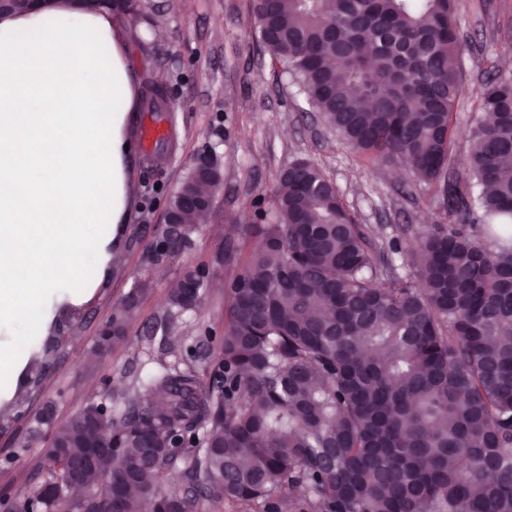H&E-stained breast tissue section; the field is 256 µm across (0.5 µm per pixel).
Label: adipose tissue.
Instances as JSON below:
<instances>
[{"mask_svg":"<svg viewBox=\"0 0 512 512\" xmlns=\"http://www.w3.org/2000/svg\"><path fill=\"white\" fill-rule=\"evenodd\" d=\"M128 33L106 8L55 0L0 14V383L24 389L19 348L107 281L129 220Z\"/></svg>","mask_w":512,"mask_h":512,"instance_id":"ef3b65f1","label":"adipose tissue"}]
</instances>
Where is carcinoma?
I'll return each mask as SVG.
<instances>
[{
    "label": "carcinoma",
    "mask_w": 512,
    "mask_h": 512,
    "mask_svg": "<svg viewBox=\"0 0 512 512\" xmlns=\"http://www.w3.org/2000/svg\"><path fill=\"white\" fill-rule=\"evenodd\" d=\"M456 0H253L263 52L287 67L309 106L359 160L399 162L442 196L409 253L414 273L376 258L321 167L298 158L278 176L276 222L228 282L224 340L203 382L152 376L116 422L90 404L53 422L48 477L16 512H54L63 464L106 449L85 482L112 475L66 512H192L165 488L183 476L208 498L279 512H512V76L494 71L473 120L465 177H451L461 88ZM143 111L168 91L145 85ZM169 206L174 235L157 263L189 247L209 210ZM141 289L104 323L98 352L123 343Z\"/></svg>",
    "instance_id": "1"
}]
</instances>
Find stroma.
Listing matches in <instances>:
<instances>
[{"instance_id":"obj_1","label":"stroma","mask_w":512,"mask_h":512,"mask_svg":"<svg viewBox=\"0 0 512 512\" xmlns=\"http://www.w3.org/2000/svg\"><path fill=\"white\" fill-rule=\"evenodd\" d=\"M252 0H140L126 29L137 32L132 60L137 78L151 77L169 91L162 119L168 139L145 149L136 145L130 178V219L121 241L123 259L94 299L69 320V338L57 364L36 387H25L15 411L0 417V503L31 493L47 476L40 469L52 431L40 422L45 404L63 421L91 403H105L114 417L141 396L148 377L164 368L206 373L224 334L225 280L240 269L227 258L224 241L273 215L279 172L307 157L333 183L372 241L399 238L412 246L425 225L443 222L434 191L419 186L396 164L358 161L336 131L292 86L281 64L258 45ZM463 36L462 92L454 108L452 155L464 172L468 135L490 66L512 58V0H457ZM165 33L150 39L152 30ZM216 146L224 182L206 223L192 244L166 263L155 264L150 243L164 227L165 203L203 145ZM203 268L210 279L190 309L171 307L169 295L185 271ZM141 288L122 345L95 350L102 323Z\"/></svg>"}]
</instances>
